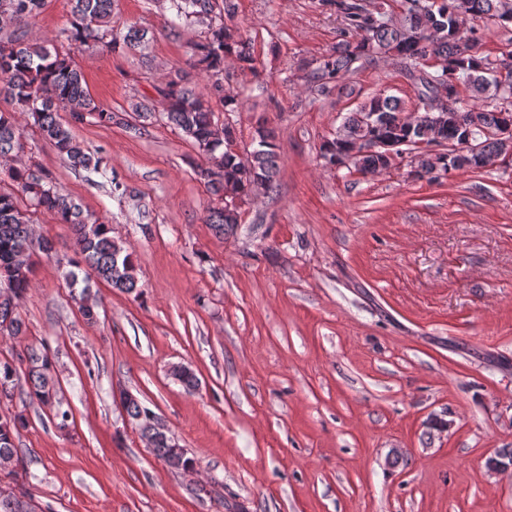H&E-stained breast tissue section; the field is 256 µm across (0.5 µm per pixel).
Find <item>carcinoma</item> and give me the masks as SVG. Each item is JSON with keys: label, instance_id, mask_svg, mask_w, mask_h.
<instances>
[{"label": "carcinoma", "instance_id": "obj_1", "mask_svg": "<svg viewBox=\"0 0 512 512\" xmlns=\"http://www.w3.org/2000/svg\"><path fill=\"white\" fill-rule=\"evenodd\" d=\"M114 0H70V27L63 31L68 43L94 41L109 51L134 50L144 42L145 34L130 29L123 35L112 33L108 18ZM343 14V38L336 48L315 63L309 72L310 83L320 93H328L333 83L355 73L358 65L370 63L380 55L395 52L407 67L409 75L420 85L419 95L426 94L428 81L445 86L452 92L462 89L455 108L476 115L479 125L468 129L453 123L438 131L442 148L433 154H421L413 161V174L430 182L461 168L478 169V155L470 152L468 141L483 145V151L493 153L500 142L492 132L512 119V82L502 84L497 71L503 59L479 51L478 28H506L512 25V0H444L433 6L430 0H403V12L394 17L376 0H324ZM44 0H0V24L20 27L34 17ZM176 17L209 20L207 36L195 44L189 64L205 71L211 79L207 91H198L180 81L171 80L157 88L166 101L163 116L166 122L181 130L204 155L197 175L204 181L207 192L223 200L232 193L246 197L252 186L261 181L267 191L278 189V146L275 136L261 121L254 129L258 148L250 159L242 162L227 145L235 134L229 122L219 123L218 112H237L241 102L237 96L224 93L221 76L224 58L233 56L242 69L253 70L255 58L251 44L225 18L234 12L233 0H173ZM435 55L442 66L433 70L431 78L418 74L421 59ZM0 95L10 98L20 112H28L37 124L42 138L50 143L68 165L95 170L101 160H93L72 133L70 124L61 120L58 108L65 105L77 120L92 116L103 124L121 123V114L101 107L83 88L81 72L70 53L49 50L46 46L29 44L16 34L0 41ZM406 111L396 96L378 95L361 102L348 113L336 136L321 146V157L330 165L353 167L362 175L373 173L382 166V159L366 152L348 156V148L371 138L376 129L364 122L375 114L383 133L404 143L402 149L416 150L413 142L422 139L432 128L407 131L397 124V117ZM23 150L15 116L0 111V158L18 155ZM17 191L28 197L35 207L53 213L62 224L74 230L73 270L67 277L71 287L82 286L86 294L94 280L103 281L123 293L139 292V279L134 254L112 237V226L89 221L80 206L61 193L48 173L36 172L26 166L9 169ZM204 222L218 238L237 235L240 211L224 206L207 209ZM51 251L49 241L35 244L27 218L17 206L12 193H0V278L7 288L0 291V333L17 338L23 333V323L17 313L19 301L29 288V257L34 251ZM173 380L186 389L197 386L195 373L187 366L172 370ZM19 393L24 402L51 405L60 426H65L69 411L57 402L54 359L47 345L26 346L12 360H0V395L6 398ZM123 408L139 429L152 436V451L174 471L198 466V460L184 448L176 450L160 435L145 426L150 410L130 394L123 395ZM27 419L23 414L0 415V461L23 459L16 448V438ZM0 512H33L26 495L0 497Z\"/></svg>", "mask_w": 512, "mask_h": 512}]
</instances>
